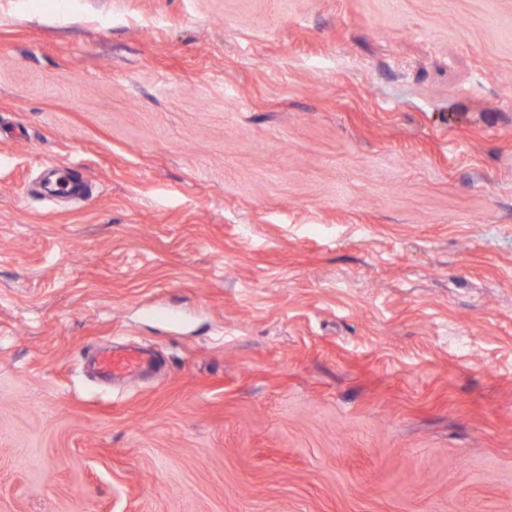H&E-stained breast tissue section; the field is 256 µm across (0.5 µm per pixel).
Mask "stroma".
<instances>
[{
	"label": "stroma",
	"instance_id": "stroma-1",
	"mask_svg": "<svg viewBox=\"0 0 512 512\" xmlns=\"http://www.w3.org/2000/svg\"><path fill=\"white\" fill-rule=\"evenodd\" d=\"M0 512H512V0H0ZM70 168L62 167L58 168L54 174V181L49 195L51 196H77L83 193V189L80 184L74 182L70 176ZM148 363V356L137 350L106 354L101 357L99 369L110 376L136 371Z\"/></svg>",
	"mask_w": 512,
	"mask_h": 512
}]
</instances>
